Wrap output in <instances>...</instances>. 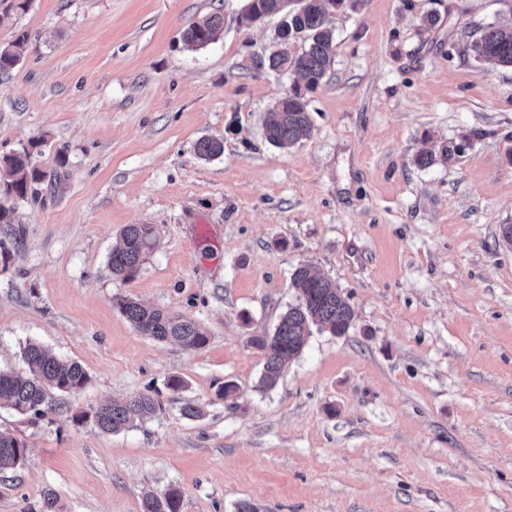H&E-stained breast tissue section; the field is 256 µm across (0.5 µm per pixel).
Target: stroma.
<instances>
[{
	"instance_id": "stroma-1",
	"label": "stroma",
	"mask_w": 512,
	"mask_h": 512,
	"mask_svg": "<svg viewBox=\"0 0 512 512\" xmlns=\"http://www.w3.org/2000/svg\"><path fill=\"white\" fill-rule=\"evenodd\" d=\"M244 4L0 2V45L28 35L0 75V156L32 148L54 176L0 194L15 217L0 224V369L23 370L36 342L89 376L45 416L0 408V433L27 448L0 472V512H142L171 489L183 512H512V68L470 50L512 23V0L331 14L313 135L287 149L263 126L299 79L249 70L279 20L242 26ZM216 10L217 42L187 49L182 31ZM204 137L223 154L200 159ZM424 151L435 164L417 165ZM129 224L154 225L156 243L124 280L108 260ZM302 263L354 323L313 329L266 388L250 340L296 304ZM118 297L209 341L145 336ZM143 393L162 409L125 431L89 417ZM188 402L202 417L182 416Z\"/></svg>"
}]
</instances>
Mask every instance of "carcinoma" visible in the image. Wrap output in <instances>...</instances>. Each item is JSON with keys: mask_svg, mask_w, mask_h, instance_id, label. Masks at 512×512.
I'll list each match as a JSON object with an SVG mask.
<instances>
[{"mask_svg": "<svg viewBox=\"0 0 512 512\" xmlns=\"http://www.w3.org/2000/svg\"><path fill=\"white\" fill-rule=\"evenodd\" d=\"M335 11L355 9L354 0H329ZM328 8V9H330ZM328 9L321 0H248L240 23L253 26L267 18L282 15L288 31L301 34L303 44L297 51L282 48L268 55L252 58L258 72H292L303 84L294 86L272 106L265 122V137L276 147H290L311 138L313 124L309 115L306 92L316 89L326 76L334 54V35L327 26ZM224 28V16L215 12L191 24L182 34L184 45L200 50L215 42ZM27 35H20L8 47H0V73L10 72L20 61L16 47ZM477 60H491L503 67L512 66V25L490 24L472 43ZM196 155L210 160L224 152L222 141L202 138L195 144ZM28 150L0 158V190L9 196L26 198L32 186L45 181L47 173L34 166ZM155 229L151 224H129L121 231V243L109 256L113 275L124 280L138 273L151 250ZM299 303L288 309L271 335L254 336L251 343L263 352L265 363L261 384L274 386L288 363L303 351L318 326L336 336L345 335L354 321V312L339 290L327 279L312 273L306 264L299 265L291 279ZM115 307L140 333L152 339L176 344L184 349H199L208 343L204 327L168 311L147 307L131 298H118ZM27 372L11 373L0 369V407L20 414L40 416L52 407L51 392H68L83 387L88 374L76 361L63 362L51 350L30 343L24 349ZM161 410L156 398L144 393L125 402H107L92 412L97 428L104 433H117L129 428L134 419H148ZM24 443L0 433V471L22 464ZM179 492L172 490L161 497L149 496L143 512H181Z\"/></svg>", "mask_w": 512, "mask_h": 512, "instance_id": "cac0c4a2", "label": "carcinoma"}]
</instances>
